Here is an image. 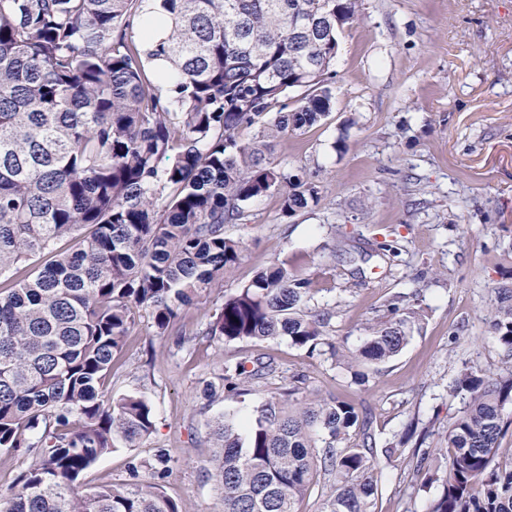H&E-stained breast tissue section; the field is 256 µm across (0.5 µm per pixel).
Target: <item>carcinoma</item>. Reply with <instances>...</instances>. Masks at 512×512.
Masks as SVG:
<instances>
[{
    "instance_id": "1",
    "label": "carcinoma",
    "mask_w": 512,
    "mask_h": 512,
    "mask_svg": "<svg viewBox=\"0 0 512 512\" xmlns=\"http://www.w3.org/2000/svg\"><path fill=\"white\" fill-rule=\"evenodd\" d=\"M359 0H0V456L34 462L0 512H183L131 463L122 484L83 488L116 443L154 428L150 403L107 396L134 313L156 335L239 263L250 202L285 189L282 213L318 204L310 175L262 158L241 131L277 140L330 112L341 26ZM341 24H336V19ZM315 71L293 108L288 93ZM309 280L283 263L224 300L208 335L287 338L314 352L333 312L306 311ZM367 328L358 365L408 344L419 313L399 306ZM491 329L512 356V289ZM228 361L217 376L241 394L273 374ZM288 386L256 409L246 435L209 423L224 512H301L320 474L334 477L322 512H372L375 455L348 445L366 431L345 399H298ZM468 396L448 427V474L431 512H512V461L496 462L512 426V372H459Z\"/></svg>"
}]
</instances>
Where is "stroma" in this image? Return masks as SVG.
<instances>
[{
  "mask_svg": "<svg viewBox=\"0 0 512 512\" xmlns=\"http://www.w3.org/2000/svg\"><path fill=\"white\" fill-rule=\"evenodd\" d=\"M332 70L329 115L274 147L289 172L313 174L319 203L286 218L274 191L248 205L246 223L226 225L244 243L242 260L181 308L183 341L156 335L136 312L107 390L144 396L155 428L140 447L98 461L85 488L127 481L133 459L162 448L172 458L162 485L183 512H223L209 421L252 419L299 374L300 398L333 395L367 416L373 512H429L440 495L444 436L468 401L452 393L455 378L512 369L489 326L497 289L512 286V0H360ZM394 243L399 256H383L381 245ZM281 262L310 279L313 306L334 309L327 345L311 353L284 338L208 336L225 298ZM399 295L420 311V329L355 382L345 354ZM249 357L273 361L275 373L248 395L207 401L206 382L225 361Z\"/></svg>",
  "mask_w": 512,
  "mask_h": 512,
  "instance_id": "1",
  "label": "stroma"
}]
</instances>
